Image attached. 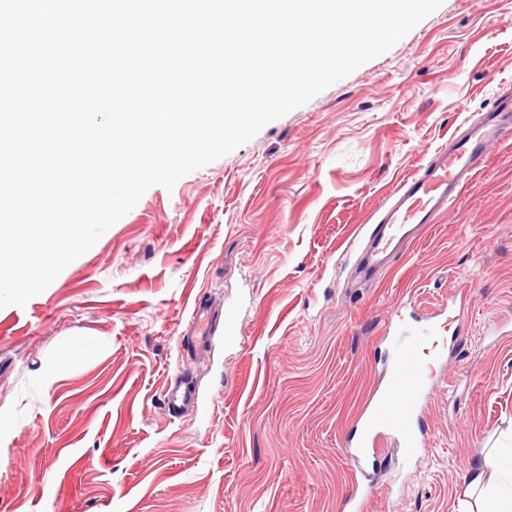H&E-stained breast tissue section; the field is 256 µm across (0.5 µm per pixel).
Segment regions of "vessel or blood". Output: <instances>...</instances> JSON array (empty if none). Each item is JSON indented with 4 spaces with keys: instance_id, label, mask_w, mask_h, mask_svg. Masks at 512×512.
<instances>
[{
    "instance_id": "obj_1",
    "label": "vessel or blood",
    "mask_w": 512,
    "mask_h": 512,
    "mask_svg": "<svg viewBox=\"0 0 512 512\" xmlns=\"http://www.w3.org/2000/svg\"><path fill=\"white\" fill-rule=\"evenodd\" d=\"M504 139H512V96L507 94L495 98L466 133L451 138L447 148L435 152L372 212L368 218L371 231L353 239L366 271L386 267L402 243L419 239L421 231L456 203L467 181L485 166L489 144ZM218 332L225 341L236 340V313L218 308L211 300L196 302L182 345L186 353H196L209 348ZM430 334L425 328L419 331L418 341L400 339L394 343L386 386L365 417L361 441H374L391 431L399 436L409 455L424 456L425 438L414 430L411 421L420 411L423 397L434 389V368L422 360L420 350L421 339ZM197 403L191 366L182 364L164 387L163 410L169 418L179 419Z\"/></svg>"
}]
</instances>
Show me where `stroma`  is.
Wrapping results in <instances>:
<instances>
[{
	"instance_id": "obj_1",
	"label": "stroma",
	"mask_w": 512,
	"mask_h": 512,
	"mask_svg": "<svg viewBox=\"0 0 512 512\" xmlns=\"http://www.w3.org/2000/svg\"><path fill=\"white\" fill-rule=\"evenodd\" d=\"M508 83L512 0H444L243 147L150 188L43 293L0 309V512H341L392 310L430 315L459 290L468 328L439 331L430 450L407 462L382 436L367 512H472L468 471L512 444V139L376 280L356 281L346 246ZM212 294L239 341L198 355L201 413L173 422L163 388Z\"/></svg>"
}]
</instances>
